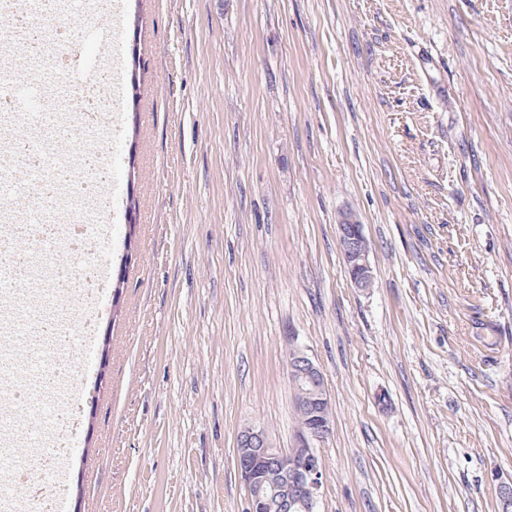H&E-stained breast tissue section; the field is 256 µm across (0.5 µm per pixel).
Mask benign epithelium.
Masks as SVG:
<instances>
[{
  "instance_id": "benign-epithelium-1",
  "label": "benign epithelium",
  "mask_w": 512,
  "mask_h": 512,
  "mask_svg": "<svg viewBox=\"0 0 512 512\" xmlns=\"http://www.w3.org/2000/svg\"><path fill=\"white\" fill-rule=\"evenodd\" d=\"M350 278L356 285L372 283V267L366 247L344 250ZM292 385L304 383L295 405L317 407V424L300 430L298 446L283 452L271 446L264 430L246 427L237 435L235 464L248 495L249 512H316L320 497L322 459L314 443L333 432V419L324 417L329 398L324 375L307 351L295 346L288 360Z\"/></svg>"
}]
</instances>
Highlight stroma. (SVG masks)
<instances>
[{"label":"stroma","mask_w":512,"mask_h":512,"mask_svg":"<svg viewBox=\"0 0 512 512\" xmlns=\"http://www.w3.org/2000/svg\"><path fill=\"white\" fill-rule=\"evenodd\" d=\"M116 302L69 512H246L236 437L334 420L317 512H498L512 478V0H117ZM362 224L371 287L338 230ZM361 235L364 238L363 246L359 249H346L344 250L345 261L348 266L350 278L352 282L358 287L359 284L364 285L365 283H372L373 273L372 267L368 259V245L365 247V237L362 231V225L357 224Z\"/></svg>","instance_id":"stroma-1"}]
</instances>
